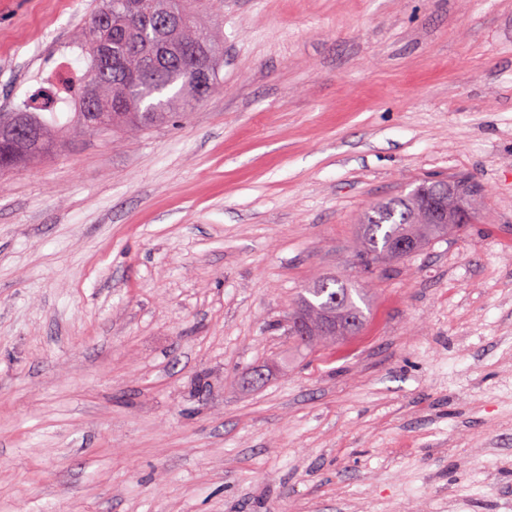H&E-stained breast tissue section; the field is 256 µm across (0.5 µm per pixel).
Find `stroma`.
<instances>
[{
	"label": "stroma",
	"mask_w": 512,
	"mask_h": 512,
	"mask_svg": "<svg viewBox=\"0 0 512 512\" xmlns=\"http://www.w3.org/2000/svg\"><path fill=\"white\" fill-rule=\"evenodd\" d=\"M91 0H0V112ZM212 93L0 172V512H512V0H203ZM474 223L364 271L361 214ZM357 335L302 348L317 278ZM419 186L427 189L431 193L440 194L448 191V194L464 209L466 213L472 216L474 220L476 204L478 201V189L475 185L466 179H448L424 181ZM346 279L323 277L312 282L300 295L291 318V331L304 343L312 345L313 336L339 339L359 332L365 321V313L358 306L353 291L366 304L362 288H351ZM300 320L306 336L295 331L296 320Z\"/></svg>",
	"instance_id": "obj_1"
}]
</instances>
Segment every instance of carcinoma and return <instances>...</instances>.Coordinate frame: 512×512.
Returning <instances> with one entry per match:
<instances>
[{"instance_id": "obj_1", "label": "carcinoma", "mask_w": 512, "mask_h": 512, "mask_svg": "<svg viewBox=\"0 0 512 512\" xmlns=\"http://www.w3.org/2000/svg\"><path fill=\"white\" fill-rule=\"evenodd\" d=\"M180 16L176 28L158 34L149 31L161 14ZM77 44L86 62L85 75L75 90L68 91L75 112L66 120L57 113L46 117L45 102L24 104L18 112L0 113V171L18 160L43 154L53 144V132H110L135 135L165 124L171 113L187 112L206 97L219 79L224 37L198 21L191 0H101L80 32ZM21 125L35 135L15 145L4 135ZM434 193H448L466 213L475 215L478 189L457 178L421 183ZM449 223H426L418 209L416 194L382 201L362 216L358 256L364 268L402 260L423 250L431 242L465 228ZM409 240L406 253H390L392 242ZM366 302L361 288L346 279L323 277L300 295L291 326L301 322L304 344L314 337L339 339L359 332L365 313L358 302Z\"/></svg>"}]
</instances>
